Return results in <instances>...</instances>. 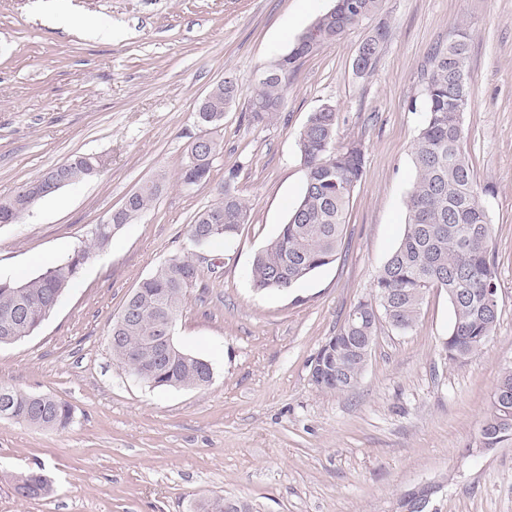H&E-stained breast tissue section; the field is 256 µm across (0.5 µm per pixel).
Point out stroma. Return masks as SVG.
<instances>
[{
	"label": "stroma",
	"mask_w": 512,
	"mask_h": 512,
	"mask_svg": "<svg viewBox=\"0 0 512 512\" xmlns=\"http://www.w3.org/2000/svg\"><path fill=\"white\" fill-rule=\"evenodd\" d=\"M333 0H0V199L76 155L105 160L100 175L43 198L19 224L0 225V273L37 275L87 242L124 198L165 175L157 200L39 330L0 348V383L75 407L58 434L0 420V512H191L202 498L250 512H512V443L483 450L482 420L512 364V0H384L390 37L375 70L352 63L367 27L324 45L288 74L279 119L249 120L259 74L290 50ZM457 28L470 36L466 147L493 186L499 321L461 362L441 340L451 310L431 292L417 326H381L362 379L318 390L311 363L351 307L370 295L404 228L412 144L427 54ZM238 92L209 128L222 150L208 183L179 180L196 102L219 80ZM339 141L362 142L337 260L285 292L258 293L251 259L288 218L305 170L296 137L324 103ZM251 209L229 263L222 245L193 246L194 215L217 202L224 175ZM201 270L174 338L208 358L204 390H151L117 365L106 336L128 295L169 255ZM52 482L15 495L22 471Z\"/></svg>",
	"instance_id": "35a3bbf8"
}]
</instances>
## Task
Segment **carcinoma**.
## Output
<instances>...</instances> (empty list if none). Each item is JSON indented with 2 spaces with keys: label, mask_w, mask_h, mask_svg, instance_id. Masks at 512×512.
I'll return each instance as SVG.
<instances>
[{
  "label": "carcinoma",
  "mask_w": 512,
  "mask_h": 512,
  "mask_svg": "<svg viewBox=\"0 0 512 512\" xmlns=\"http://www.w3.org/2000/svg\"><path fill=\"white\" fill-rule=\"evenodd\" d=\"M382 0H336V10L319 16L311 28L320 34L314 45L302 33L288 54L280 57V69L288 72L303 58L326 43L336 42L349 31L378 16ZM389 39L382 28L379 37L361 58L362 74L371 73ZM469 35L459 29L443 46L432 50L424 76L423 117L412 146L414 179L405 197V227L397 243L375 275L369 301L378 307L374 317L357 301L338 334L329 337L316 360L323 390L347 392L360 382L372 346L351 340L375 336L379 322L405 333L420 317L427 295L437 288L446 294L452 320L442 341L451 361H463L481 349L493 335L498 311L489 296L498 289L497 268L491 256L495 229L481 198L494 194L490 185L477 182L466 148L464 113L470 101ZM237 93V83L226 78L209 97L198 102L201 126L224 122V109ZM286 83L261 81L250 105L253 123L269 122L282 112ZM339 112L334 108L310 113L298 133L296 146L305 170L302 192L279 232L258 251L247 278L258 293L286 292L316 270L336 261L342 246L352 194L366 168L362 143L337 144ZM220 144L210 140L208 153L187 156L179 180L185 186L209 181L210 155ZM101 158L79 155L51 167L26 182L9 198L0 199V224H12L44 197L98 174ZM237 170L224 176V191L215 204L198 212L188 225V237L199 248L224 244V258L242 228L250 222V208L237 194ZM163 175L149 181L112 212V223L98 224L87 245H80L41 273L14 280L0 277V346L33 335L53 313L64 293L74 287L84 264L94 251H104L127 225L141 220L158 198ZM201 272L193 259L174 253L161 262L129 295L112 319L107 342L112 359L141 376L148 388L205 389L211 384L210 361L190 353L165 337L161 327L179 320L189 288ZM74 407L49 394L27 392L0 384V420H11L45 431L61 432L73 420ZM481 435L484 447L497 448L512 441V365L499 376L486 413ZM33 483L14 486L21 498L49 493L51 484L41 472ZM198 512H249L248 504L216 496L198 505Z\"/></svg>",
  "instance_id": "cac0c4a2"
}]
</instances>
